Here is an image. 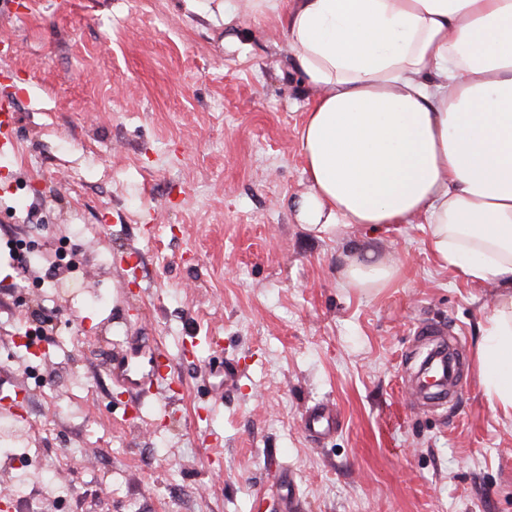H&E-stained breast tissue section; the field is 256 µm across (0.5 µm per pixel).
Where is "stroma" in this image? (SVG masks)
Returning a JSON list of instances; mask_svg holds the SVG:
<instances>
[{
	"label": "stroma",
	"instance_id": "obj_1",
	"mask_svg": "<svg viewBox=\"0 0 512 512\" xmlns=\"http://www.w3.org/2000/svg\"><path fill=\"white\" fill-rule=\"evenodd\" d=\"M236 3L228 23L182 0H0V512H512V419L473 367L497 286L441 265L421 216L300 224L315 92L267 0ZM27 232L46 289L21 301L4 245ZM65 237L81 268L61 288ZM353 256L400 273L347 286ZM130 336L171 390L104 372ZM450 337L438 406L411 376ZM322 403L336 429L308 436Z\"/></svg>",
	"mask_w": 512,
	"mask_h": 512
}]
</instances>
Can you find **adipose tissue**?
I'll use <instances>...</instances> for the list:
<instances>
[{"label":"adipose tissue","instance_id":"adipose-tissue-1","mask_svg":"<svg viewBox=\"0 0 512 512\" xmlns=\"http://www.w3.org/2000/svg\"><path fill=\"white\" fill-rule=\"evenodd\" d=\"M316 95L300 131V223L379 231L422 214L435 256L501 291L475 352L512 417V0H275ZM353 259L348 284L398 275Z\"/></svg>","mask_w":512,"mask_h":512}]
</instances>
